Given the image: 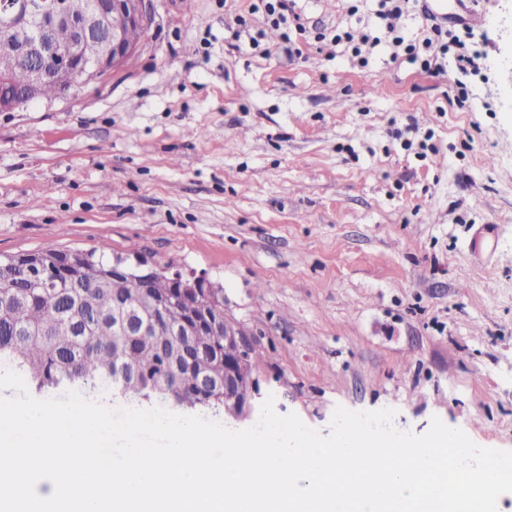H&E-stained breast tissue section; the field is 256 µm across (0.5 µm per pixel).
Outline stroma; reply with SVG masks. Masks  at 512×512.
Listing matches in <instances>:
<instances>
[{"label":"stroma","instance_id":"obj_1","mask_svg":"<svg viewBox=\"0 0 512 512\" xmlns=\"http://www.w3.org/2000/svg\"><path fill=\"white\" fill-rule=\"evenodd\" d=\"M257 2L154 0L124 68L0 112V256L206 274L279 414L326 436L392 408L512 450V0H480L479 72L444 77L335 42L377 0H295L300 31Z\"/></svg>","mask_w":512,"mask_h":512}]
</instances>
